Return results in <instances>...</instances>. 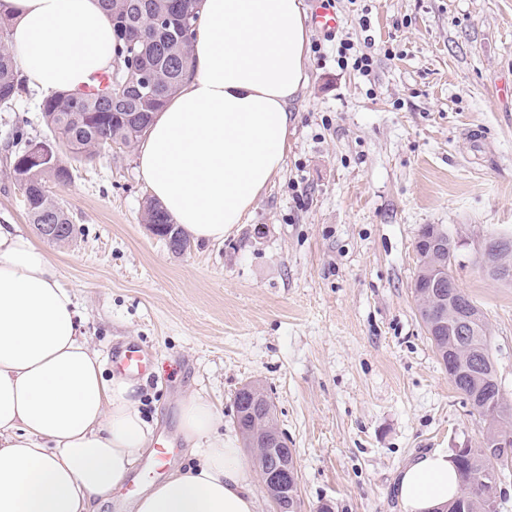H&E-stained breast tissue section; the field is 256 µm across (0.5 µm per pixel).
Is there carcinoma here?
I'll return each instance as SVG.
<instances>
[{
	"instance_id": "carcinoma-1",
	"label": "carcinoma",
	"mask_w": 512,
	"mask_h": 512,
	"mask_svg": "<svg viewBox=\"0 0 512 512\" xmlns=\"http://www.w3.org/2000/svg\"><path fill=\"white\" fill-rule=\"evenodd\" d=\"M201 0H101L111 15L119 41L116 60L128 62L120 86L107 84L99 95L90 97L79 90L57 91L43 97L39 109L49 140V160L31 163L22 145L31 141L24 131H16L20 148L11 161L12 172L24 176L22 196L31 224H70V214L50 194L47 182L66 184L74 177L68 159L93 161L112 150V146L132 150L140 140L137 127L150 121L177 89L186 75L192 44L197 35ZM148 70L155 79L154 88L141 86L140 72ZM26 86L20 77L19 62L10 47V19L0 16V111H14ZM142 221L157 226L156 235L174 250L185 252L188 238L183 236L172 216L160 202H145ZM418 240L424 248L443 246V255L455 251L454 241L443 226L427 224ZM431 341L448 366V350L470 364L480 366L474 374L454 381L457 390L477 398V412L494 432L512 433V405L492 383L497 374L491 349V336L481 328L472 336H450L448 328L434 329ZM252 393L265 399L266 408L247 412L243 407L246 391L235 398L236 422L242 435L248 436L268 426L275 419L274 405L262 387ZM496 460L509 463L507 448H467L455 457L461 478L459 496L448 504L446 512H486L482 484L471 481L475 473L490 481L500 480V472L491 464Z\"/></svg>"
}]
</instances>
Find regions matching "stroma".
<instances>
[{
	"label": "stroma",
	"mask_w": 512,
	"mask_h": 512,
	"mask_svg": "<svg viewBox=\"0 0 512 512\" xmlns=\"http://www.w3.org/2000/svg\"><path fill=\"white\" fill-rule=\"evenodd\" d=\"M336 9L334 37L309 35L283 169L223 242L173 254L142 222L151 192L135 152L116 149L52 185L76 233L41 245L102 357L147 350L142 409L156 442L175 447L172 468L193 462L182 398H209L232 430L237 391L257 383L295 451L301 512H400V467L421 451L480 447L486 432L419 317L424 225L459 244L454 274L484 313L512 404V283L489 279L478 256L483 239L512 236V98L496 90L512 77V0ZM342 42L371 55L367 74L338 66ZM42 97L0 112V224L30 236L4 158L19 120L42 134Z\"/></svg>",
	"instance_id": "stroma-1"
}]
</instances>
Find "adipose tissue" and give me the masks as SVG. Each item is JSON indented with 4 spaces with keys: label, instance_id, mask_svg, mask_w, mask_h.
Returning <instances> with one entry per match:
<instances>
[{
    "label": "adipose tissue",
    "instance_id": "1",
    "mask_svg": "<svg viewBox=\"0 0 512 512\" xmlns=\"http://www.w3.org/2000/svg\"><path fill=\"white\" fill-rule=\"evenodd\" d=\"M21 70L45 93L75 90L117 53L100 0H0ZM189 72L138 152L152 194L193 236L223 241L280 174L307 83L301 0H203ZM139 383L106 376L51 255L0 224V512H94L152 447ZM206 398L186 395L180 428L195 464L152 483L134 512H259L256 476ZM401 512H438L459 491L447 451L411 458Z\"/></svg>",
    "mask_w": 512,
    "mask_h": 512
}]
</instances>
